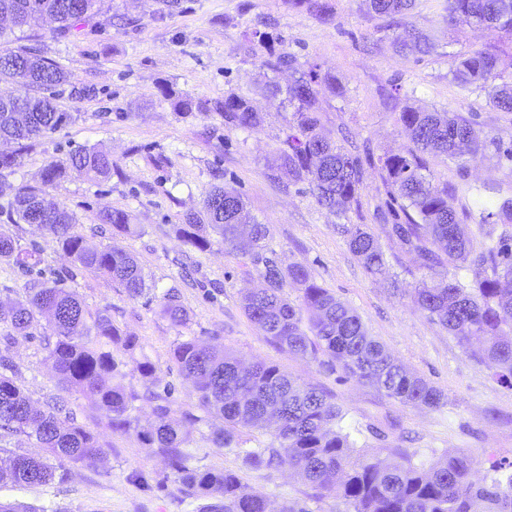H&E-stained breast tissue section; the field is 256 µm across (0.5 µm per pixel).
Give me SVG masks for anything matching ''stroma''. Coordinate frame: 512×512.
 I'll return each instance as SVG.
<instances>
[{"mask_svg":"<svg viewBox=\"0 0 512 512\" xmlns=\"http://www.w3.org/2000/svg\"><path fill=\"white\" fill-rule=\"evenodd\" d=\"M325 2L326 14L317 16L284 0H183L179 10L161 18L153 0H101V14L69 36H57L49 23L15 30L0 44L40 49L68 72L71 84L93 85L97 94L75 100L61 92L58 107L71 113L72 121L24 152L5 178L8 188L0 191V207L10 206L13 188L39 184L43 168L71 150L85 146L109 153L116 167L110 179L91 180L73 171L54 193L75 213L90 244L128 250L158 290H174L189 313L186 325H173L157 304L129 298L118 285L75 271L36 226L19 225L17 234L22 246L39 249L42 280L66 277L88 308H107L113 324L137 336L157 373L149 380L128 371L127 388L139 393L166 389L175 413L196 410L197 394L171 360L177 339L195 336L219 343L244 362L276 365L328 392L364 451L385 457L401 448L425 465L448 452H465L480 460L473 473L479 482L491 464L512 465V387L499 382L472 348L462 346L415 303L414 290L425 273L376 217L386 199L379 170L368 171L362 202L365 223L393 256L390 284L366 274L337 232L336 218L318 207L306 184L286 189L271 179L290 112L280 98L263 91L259 64L267 47L250 35L255 30L280 33L301 64L317 66L320 74L335 79V89L319 94L324 133L335 140L349 134L377 155L408 148L397 121L408 106L456 112L489 137L512 143V112L494 110L484 91H460L448 65L457 53L488 49L497 54L503 78L511 79L512 39L492 28L448 26L442 21L445 0H416L411 21L433 34L439 47L431 55H402L393 45L399 29L389 28L386 18L366 15L361 0ZM165 87L212 102L230 94L245 96L264 121L255 129L230 128L222 113L179 111L162 95ZM430 168L437 181L457 188L460 200L484 184L496 185L499 199L512 198V162L506 158L462 167L436 159ZM215 185L239 190L251 214L269 225L264 256L282 267L306 266L316 283L360 315L371 336L441 391L443 406L402 405L341 370L267 341L241 305L243 292L261 284L253 256L225 249L218 238L201 253L178 236L184 215L199 209ZM104 208L125 212L139 232L130 235L98 223L96 215ZM1 355L13 361L15 380L33 401L63 398L78 424L106 448L96 467L72 465L65 482L0 486L1 501L47 512H197L198 501L185 497L168 461L137 436L156 423L150 403L140 405L137 430L115 432L79 393L63 391L39 342L13 337L5 322H0ZM222 426L218 419L200 426L193 466L236 472L269 500L273 512L295 501L309 512H348L339 495L315 499L312 489L288 471L250 469L233 452L214 448L206 436Z\"/></svg>","mask_w":512,"mask_h":512,"instance_id":"1","label":"stroma"}]
</instances>
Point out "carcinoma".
I'll list each match as a JSON object with an SVG mask.
<instances>
[{
    "label": "carcinoma",
    "mask_w": 512,
    "mask_h": 512,
    "mask_svg": "<svg viewBox=\"0 0 512 512\" xmlns=\"http://www.w3.org/2000/svg\"><path fill=\"white\" fill-rule=\"evenodd\" d=\"M368 15L386 17L390 24L406 23L415 0H363ZM448 24L459 21L474 27L494 28L512 37V0H446ZM100 13L98 0H0V14L13 18L16 27H32L45 18L56 22V33L66 36ZM269 46L260 68L271 73L288 71L293 80L286 88L291 110L288 134L279 148L278 164L271 179L289 187L306 183L317 205L341 220L337 231L346 237L350 252L371 277L389 274L390 263L378 238L366 224H349V214L360 213L361 190L367 168H379L390 209L377 210L389 226L388 235L409 246L419 268L430 281L415 289L414 300L430 319L467 346L477 338L478 358L495 376L512 386V234L497 232L500 224H512V199L495 205L494 187L472 194L471 203L455 206L456 189L435 180L428 158L448 161L477 160L488 150L496 156L512 150L494 139H485L474 123L449 111H421L412 107L399 113L398 121L413 143L402 154L374 156L371 148L347 135L343 143L326 139L320 132L319 87L336 89V82L305 69L288 52L278 34L254 31ZM399 48L421 55L436 51L429 34L410 25L409 39ZM497 55L475 49L454 56L450 71L464 91L486 92L492 108L512 112V82L501 80ZM25 80L31 94L19 103L0 98V171L12 169L32 142L53 133L71 119L59 111L56 89L69 83L60 65L30 46L0 50V81ZM183 112H222L224 125L256 128L262 116L251 101L231 95L222 101L177 100ZM93 180L112 177V156L91 147H79L64 161L49 164L42 172V186L15 188L12 209L5 212L12 224H38L75 267L90 271L122 287L132 299L158 302L162 313L175 325L189 320L186 308L173 290L159 292L137 259L112 247H90L78 231L76 218L46 186H60L70 170ZM479 213L482 240L471 239L466 224ZM101 224L133 230L126 214L104 209ZM182 241L200 252L211 248L217 235L224 246L251 254L263 263L259 272L263 287L242 297L247 318L268 341L288 353L339 367L346 376L369 384L390 399L412 407H437L442 394L429 381L408 371L385 347L370 336L361 317L328 289L317 284L305 266L283 268L260 255L270 235L267 224L250 217L243 195L233 187L214 186L198 211L184 216L178 228ZM0 260L31 273L41 263L36 248L24 249L19 238L0 228ZM466 268L473 274L465 286L449 276L447 268ZM302 292L301 303L288 300L285 288ZM26 295L11 305H0V322L10 324L16 335L39 339L52 361L59 383L83 395L102 411L108 426L127 432L137 424L139 401L151 403L157 424L139 432L141 442L169 461L183 493L201 502L198 512H272L268 501L254 493L231 470L190 465L192 431L210 418L224 419V429L210 441L242 457L253 469H286L310 485L318 498L332 492L342 495L352 512H512V472L492 464L490 482L471 477L475 460L464 453H446L423 467L404 451L393 459L356 452L351 433L342 426L344 415L331 396L307 386L275 365L249 367L220 346L187 336L177 340L172 362L191 383L201 414L173 418L168 397L157 392L141 395L122 383L123 368L133 365L151 378L156 366L142 353L137 337L112 323L108 311L89 310L65 286V280L33 283ZM13 364L0 356V433L33 439L44 448L41 457L0 448V486L26 487L64 481L69 467L95 466L106 454L104 446L77 424L66 406L52 399L41 406L18 387ZM238 426L269 435L258 448H239Z\"/></svg>",
    "instance_id": "obj_1"
}]
</instances>
